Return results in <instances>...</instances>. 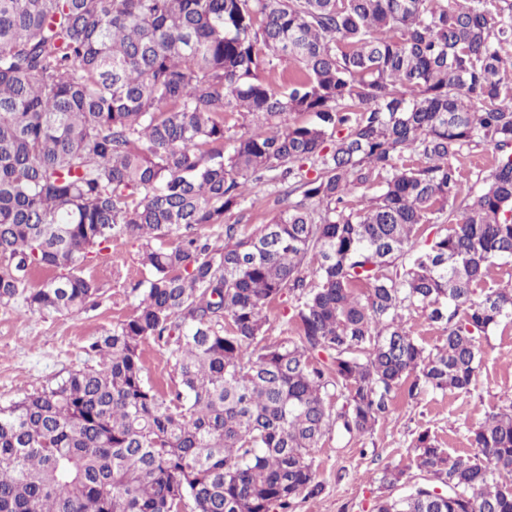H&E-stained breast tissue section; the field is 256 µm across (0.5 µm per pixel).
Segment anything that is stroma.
Returning a JSON list of instances; mask_svg holds the SVG:
<instances>
[{"instance_id": "1", "label": "stroma", "mask_w": 512, "mask_h": 512, "mask_svg": "<svg viewBox=\"0 0 512 512\" xmlns=\"http://www.w3.org/2000/svg\"><path fill=\"white\" fill-rule=\"evenodd\" d=\"M284 207L276 187L250 189L241 208L226 215L225 221L250 230L268 223ZM112 248L123 254L124 265L114 267L103 254L82 268L100 288L97 305L65 316L0 306L1 404L53 384L72 370L97 364L87 345L132 313L141 296L137 284L147 276L137 261L135 241L117 240ZM511 402L512 322L506 321L484 341L481 374L470 391L427 393L415 400L401 395L393 416L373 435L350 442L333 435L324 438L311 453L324 491L318 498L298 500L294 512H372L385 469H405L413 484L427 482V474L414 463L413 442L420 431H430L450 454H468L470 428Z\"/></svg>"}]
</instances>
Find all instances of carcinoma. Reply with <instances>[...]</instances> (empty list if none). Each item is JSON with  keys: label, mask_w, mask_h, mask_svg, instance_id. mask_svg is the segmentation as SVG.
I'll use <instances>...</instances> for the list:
<instances>
[{"label": "carcinoma", "mask_w": 512, "mask_h": 512, "mask_svg": "<svg viewBox=\"0 0 512 512\" xmlns=\"http://www.w3.org/2000/svg\"><path fill=\"white\" fill-rule=\"evenodd\" d=\"M510 44L512 0H0V306L85 309L82 266L120 238L149 273L97 366L0 406V512H292L324 491L326 435H372L401 389L469 390L512 320V280L479 288L512 259ZM481 143L497 166L475 192L455 161ZM267 184L300 199L224 222ZM427 224L446 228L417 249ZM418 310L431 350L404 327ZM469 440L419 433L431 482L396 495L384 471L373 512H512V402ZM291 302L287 297L281 300H277L267 308L268 324L266 325L267 332L266 337L268 341H277L282 336H286V325L285 322L289 314V308ZM405 328L410 334L427 349L440 344L441 326L430 322L421 311L412 312L405 317ZM167 354L158 348L152 340L144 345V379L156 388L166 391L172 385Z\"/></svg>", "instance_id": "1"}]
</instances>
